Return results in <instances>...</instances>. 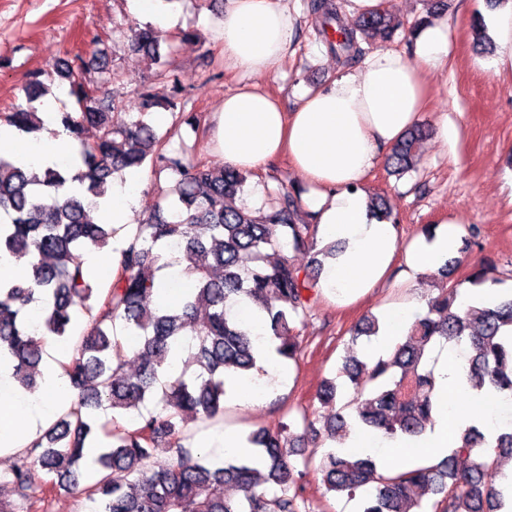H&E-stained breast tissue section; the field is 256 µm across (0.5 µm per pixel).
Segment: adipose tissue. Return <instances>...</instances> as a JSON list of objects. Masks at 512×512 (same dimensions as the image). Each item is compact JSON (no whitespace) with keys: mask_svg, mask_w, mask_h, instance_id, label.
Instances as JSON below:
<instances>
[{"mask_svg":"<svg viewBox=\"0 0 512 512\" xmlns=\"http://www.w3.org/2000/svg\"><path fill=\"white\" fill-rule=\"evenodd\" d=\"M293 32L288 0H226L219 31L224 60L247 74L270 72L286 54ZM413 40V58L376 50L358 69L339 68L330 83L306 94L295 111H285L276 98L251 85L226 93L214 116L213 135L225 165L253 171L279 154L288 155L304 183L301 200L320 240L344 245L336 259L327 261L318 281L320 290L340 300L381 287L397 251H404L409 267L427 272L442 266L458 248L457 237L446 230L431 241L401 248L395 225L378 220L369 208L367 177L420 119L425 76L448 54V24L424 21ZM62 96V90L53 89L39 108L43 129L35 155L43 167L76 152L75 141L59 122ZM136 178L129 171L113 180L110 199L99 205L101 223H130L137 205ZM418 309L415 303L383 307L369 354H386L403 342ZM462 365L454 351L438 354L434 423L425 433L387 439L361 428L341 443L342 452L374 455L383 448H409L414 462L431 466L438 454L455 447L468 426L491 435L512 427V395L472 390L462 378ZM44 421L38 402L19 419L0 414V447H24Z\"/></svg>","mask_w":512,"mask_h":512,"instance_id":"adipose-tissue-1","label":"adipose tissue"}]
</instances>
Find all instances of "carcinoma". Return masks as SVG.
<instances>
[{
	"label": "carcinoma",
	"instance_id": "cac0c4a2",
	"mask_svg": "<svg viewBox=\"0 0 512 512\" xmlns=\"http://www.w3.org/2000/svg\"><path fill=\"white\" fill-rule=\"evenodd\" d=\"M310 8L338 60L359 53L360 41H390L402 28L381 8L347 29L337 24L328 0H310ZM130 50L150 61L154 80L169 88L167 96L145 90L138 119L116 124L112 113L122 104L80 79L86 62L76 55L57 66L79 105L77 112L60 113L78 145L75 161L39 176L30 173V165L0 155V213L8 217L0 223V260L27 264L24 280L0 281V355L8 356L20 388L34 392L42 380L43 336L69 343L64 370L78 397L16 452L8 483L25 512H34L40 502L36 466L49 477L42 494L79 490L100 502L101 512H307L309 463L292 459L291 442L305 436L334 442L355 423L388 438L424 433L433 423L435 378L423 357L437 338L469 344L470 388L512 393V292L488 306L461 309L460 283L452 281L461 260L453 258L436 273L442 283L438 294L388 357L367 363L351 348L343 358L340 373L355 393L350 418L335 408L338 387L327 381L318 393L330 408L322 424L305 418L300 434L290 423L249 431L245 439L256 450L254 459L216 461L185 445L188 421L222 415L235 381L263 371L252 337L232 313L234 305L249 302L276 355L296 359L301 341L295 323L316 293L321 258L336 257V246L317 248L318 225L299 218L301 189L280 182L268 192L265 206L252 209L241 203L250 173L167 156L168 140L144 116L151 108H177L182 86L174 44L167 32L147 24L133 32ZM40 76V71L31 74L25 103L0 118L21 135L41 129L34 103L48 88ZM89 127L97 131L92 142L83 139ZM428 132V125L418 123L405 134L388 156V175L401 177L414 168L418 144ZM148 162L159 173L169 172L170 183L146 208L135 232L112 249L115 276L100 288L85 251L108 245L117 229L94 222L91 209L106 197L114 174L139 171ZM166 249L180 253L173 264L192 280V291L175 306L151 308ZM285 249L309 260L298 264ZM77 306L95 312L79 334ZM379 328L378 317H365L352 342L377 335ZM129 337L143 341L134 374L125 370ZM183 342L188 353L180 373L162 380ZM109 410L137 414L135 427L112 426L105 432L110 442L89 460L85 448L97 417ZM162 444L173 451V460L152 470L148 461ZM504 457H512V428L489 439L469 426L433 466L389 471L370 455L334 448L318 473L325 492L360 496V512H501L503 494L486 478L498 476ZM19 509L0 501V512Z\"/></svg>",
	"mask_w": 512,
	"mask_h": 512
}]
</instances>
